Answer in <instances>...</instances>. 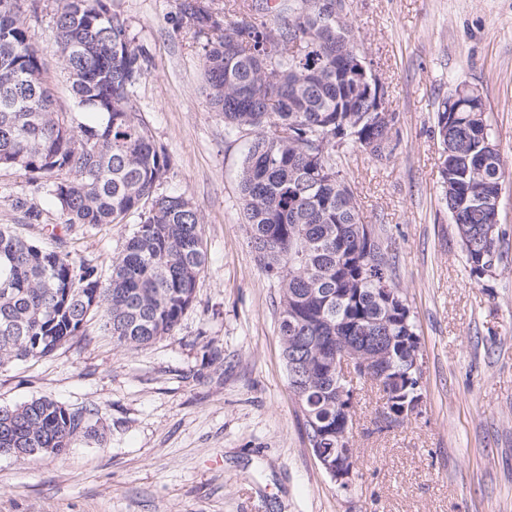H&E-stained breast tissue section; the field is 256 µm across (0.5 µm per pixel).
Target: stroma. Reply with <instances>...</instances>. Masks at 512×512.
Returning <instances> with one entry per match:
<instances>
[{
    "instance_id": "1",
    "label": "stroma",
    "mask_w": 512,
    "mask_h": 512,
    "mask_svg": "<svg viewBox=\"0 0 512 512\" xmlns=\"http://www.w3.org/2000/svg\"><path fill=\"white\" fill-rule=\"evenodd\" d=\"M151 60L131 96L170 156L161 191L202 218L207 269L172 335L113 344L100 324L52 356L0 367V406L49 396L100 411L99 436L57 456H0V512H512V240L494 277L471 281L442 199L436 112L456 86L479 90L507 177L512 225V0H346L399 120L381 157L341 155L363 223L389 258L420 336L419 417L383 429L377 386L358 383L351 489L312 453L288 385L280 289L249 244L240 200L249 132L224 131L203 93L199 44L176 24L180 0H109ZM57 0L28 13L58 105L73 98L52 33ZM26 198L42 221L12 201ZM64 220L44 191L0 168V224L46 241ZM138 222L77 224V259L108 274Z\"/></svg>"
}]
</instances>
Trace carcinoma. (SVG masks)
<instances>
[{
	"label": "carcinoma",
	"instance_id": "obj_1",
	"mask_svg": "<svg viewBox=\"0 0 512 512\" xmlns=\"http://www.w3.org/2000/svg\"><path fill=\"white\" fill-rule=\"evenodd\" d=\"M201 4L179 25L204 40L203 90L224 113L225 130L253 134L240 189L249 240L260 268L281 289L279 338L285 360L298 357L304 392L295 395L308 438L335 441L345 419L337 404L334 357L340 345L375 356L378 386L388 399L413 394L392 377L406 363L404 338L416 335L408 308L380 291L388 266L373 230L336 163L342 153L384 147L398 114L369 111L356 77V47L344 17L326 20L317 0L273 6L271 25ZM24 0H0V167L21 172L54 201L65 224L139 223L103 279L78 261L53 225L51 247L0 224V365L41 359L86 333L99 315L118 346H145L169 335L192 304L206 269L201 217L182 194L159 191L169 155L154 143L129 94L150 66L126 21L108 0H59L52 31L73 92L59 108L31 44ZM276 29L279 39L269 38ZM455 110H437L445 203L470 277L484 279L502 260L508 230L494 224L499 151L486 149L481 95ZM49 178L43 183L41 179ZM393 343L375 349V337ZM96 408H71L39 397L0 407V448L58 455L78 437L97 434Z\"/></svg>",
	"mask_w": 512,
	"mask_h": 512
}]
</instances>
